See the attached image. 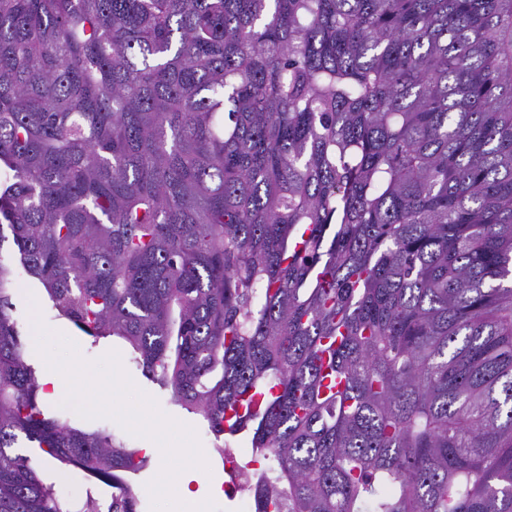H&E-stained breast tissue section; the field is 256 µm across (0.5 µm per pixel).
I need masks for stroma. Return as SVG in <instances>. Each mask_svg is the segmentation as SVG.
<instances>
[{
  "label": "stroma",
  "instance_id": "stroma-1",
  "mask_svg": "<svg viewBox=\"0 0 512 512\" xmlns=\"http://www.w3.org/2000/svg\"><path fill=\"white\" fill-rule=\"evenodd\" d=\"M14 302L30 363L40 371L57 360L69 367L60 392L47 400L50 411L63 413L83 429L108 427L130 448H196L202 483L212 489L207 512H242L238 497L229 490L231 473L205 422L144 377L123 341L91 343L67 320L56 317L38 283L29 278L18 279ZM105 389L111 392L108 406L85 414L84 406L95 403ZM157 471L153 460L135 477L139 512H184L175 489H158Z\"/></svg>",
  "mask_w": 512,
  "mask_h": 512
}]
</instances>
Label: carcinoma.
<instances>
[{
    "label": "carcinoma",
    "mask_w": 512,
    "mask_h": 512,
    "mask_svg": "<svg viewBox=\"0 0 512 512\" xmlns=\"http://www.w3.org/2000/svg\"><path fill=\"white\" fill-rule=\"evenodd\" d=\"M19 273L276 462L257 512H512V0H0V512H138ZM41 473H43L50 480H54L61 486L63 491L70 496L81 497L85 495L86 485L82 482L81 478L76 474H67L61 477L58 469L52 467L50 464L40 465ZM54 474V475H53ZM53 475V476H52Z\"/></svg>",
    "instance_id": "cac0c4a2"
}]
</instances>
